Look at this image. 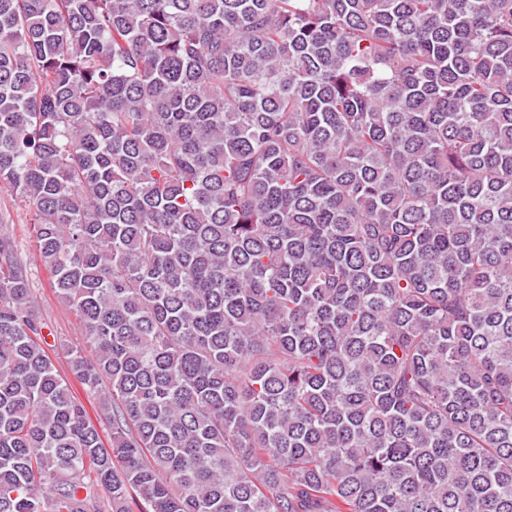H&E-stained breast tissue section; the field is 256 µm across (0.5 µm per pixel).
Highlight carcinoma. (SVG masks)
<instances>
[{"instance_id":"obj_1","label":"carcinoma","mask_w":512,"mask_h":512,"mask_svg":"<svg viewBox=\"0 0 512 512\" xmlns=\"http://www.w3.org/2000/svg\"><path fill=\"white\" fill-rule=\"evenodd\" d=\"M2 186L0 512H512V0H0ZM27 213L28 210L24 203L13 202L7 191L3 187L0 189V225L6 227L16 238L31 286L36 289V311L47 326L43 333L50 332L47 341L54 344V337L58 344L56 368L62 376L67 378L74 391L82 395L79 384L70 375L67 354L59 345L81 346L83 337L79 334L75 314L56 298L53 288H51L52 276L30 243L28 234L30 224H28Z\"/></svg>"}]
</instances>
